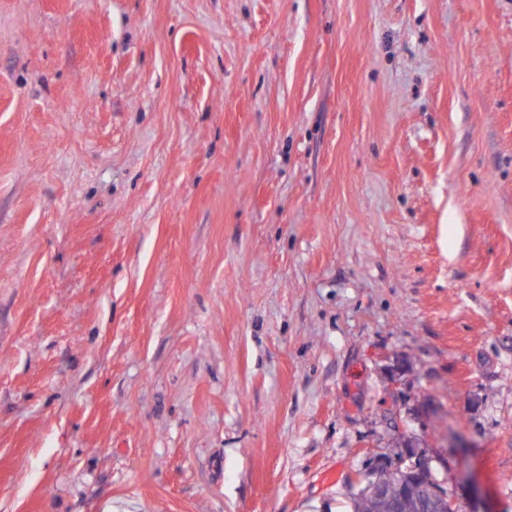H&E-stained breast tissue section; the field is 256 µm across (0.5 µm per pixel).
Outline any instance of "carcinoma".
Returning a JSON list of instances; mask_svg holds the SVG:
<instances>
[{"instance_id":"carcinoma-1","label":"carcinoma","mask_w":512,"mask_h":512,"mask_svg":"<svg viewBox=\"0 0 512 512\" xmlns=\"http://www.w3.org/2000/svg\"><path fill=\"white\" fill-rule=\"evenodd\" d=\"M364 483L352 512H429L430 488L438 486L431 473L418 479L404 468L374 469L365 475Z\"/></svg>"}]
</instances>
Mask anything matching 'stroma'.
<instances>
[{
    "label": "stroma",
    "mask_w": 512,
    "mask_h": 512,
    "mask_svg": "<svg viewBox=\"0 0 512 512\" xmlns=\"http://www.w3.org/2000/svg\"><path fill=\"white\" fill-rule=\"evenodd\" d=\"M401 430L512 512V0H0V512H350Z\"/></svg>",
    "instance_id": "35a3bbf8"
}]
</instances>
